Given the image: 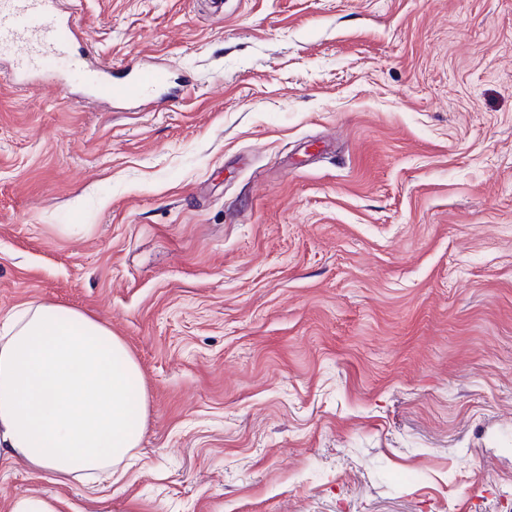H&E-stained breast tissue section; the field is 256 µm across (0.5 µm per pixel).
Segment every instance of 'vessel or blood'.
Listing matches in <instances>:
<instances>
[{
    "instance_id": "vessel-or-blood-1",
    "label": "vessel or blood",
    "mask_w": 512,
    "mask_h": 512,
    "mask_svg": "<svg viewBox=\"0 0 512 512\" xmlns=\"http://www.w3.org/2000/svg\"><path fill=\"white\" fill-rule=\"evenodd\" d=\"M76 28L75 19L63 15L61 0H0V50L17 45L25 50L15 73L34 74L48 59L66 60ZM110 69L107 63L91 72L76 66L71 78L84 81L96 97L132 103L150 98L166 83L163 71L145 62L135 65L132 79L119 84L107 81Z\"/></svg>"
}]
</instances>
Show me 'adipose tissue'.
<instances>
[{"instance_id":"adipose-tissue-1","label":"adipose tissue","mask_w":512,"mask_h":512,"mask_svg":"<svg viewBox=\"0 0 512 512\" xmlns=\"http://www.w3.org/2000/svg\"><path fill=\"white\" fill-rule=\"evenodd\" d=\"M146 422L139 365L105 325L43 301L0 319V455L90 478L131 457Z\"/></svg>"}]
</instances>
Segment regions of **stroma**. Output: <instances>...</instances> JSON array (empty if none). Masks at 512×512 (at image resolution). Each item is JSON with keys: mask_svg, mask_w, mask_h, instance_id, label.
<instances>
[{"mask_svg": "<svg viewBox=\"0 0 512 512\" xmlns=\"http://www.w3.org/2000/svg\"><path fill=\"white\" fill-rule=\"evenodd\" d=\"M138 107L0 67V314L111 329L119 479L0 512H512V0H66ZM61 503L58 497L46 500L22 495L15 499L12 512H63Z\"/></svg>", "mask_w": 512, "mask_h": 512, "instance_id": "stroma-1", "label": "stroma"}]
</instances>
